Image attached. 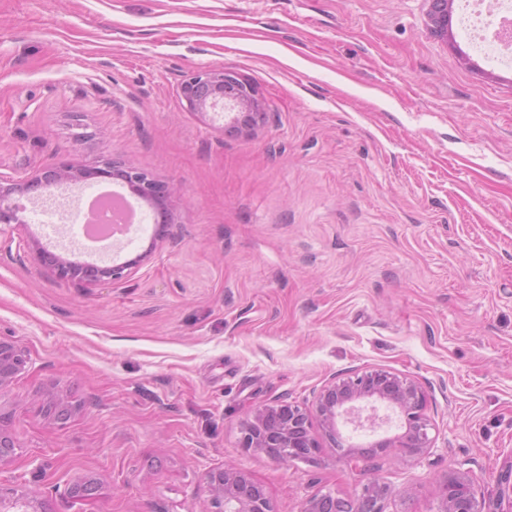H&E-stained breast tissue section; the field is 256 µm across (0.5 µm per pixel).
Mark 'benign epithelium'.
I'll list each match as a JSON object with an SVG mask.
<instances>
[{
    "label": "benign epithelium",
    "instance_id": "7a95c632",
    "mask_svg": "<svg viewBox=\"0 0 512 512\" xmlns=\"http://www.w3.org/2000/svg\"><path fill=\"white\" fill-rule=\"evenodd\" d=\"M428 21L432 30L442 37L448 36V15L451 0H428ZM180 96L190 110L200 115L224 109L229 104L235 113H227L229 123L248 127L256 123L261 107L252 89L234 75L223 70L198 72L184 80ZM131 181L147 197H152L156 180L133 166L125 167ZM113 174L112 163L98 161L79 167L61 165L25 179L7 182L0 179V248L10 247L11 229L24 224L19 216L22 207L15 196L49 185L79 186L91 177ZM157 239L134 259L92 272L76 274L75 264L58 256L49 261L42 245L32 239L27 243L33 258L50 264L56 278L61 281H119L128 276L157 248ZM27 364L23 350L0 339V387ZM383 405L396 413L403 431L394 438H384L364 444H349L344 452L347 463L356 468L372 456L375 450L397 448L404 457H418L431 447L429 420L426 415V395L421 386L389 370L374 368L346 379L335 380L324 386L316 396L314 415L290 404L262 405L255 408L240 428V446L247 451L265 454L278 462H292L296 457L288 454L290 448H300L305 461H312L318 453V444L311 434V418H316L322 430L338 442L340 426L354 428L373 427L377 424V406ZM204 481L209 494L206 512H276L264 489L248 474L226 464L205 472ZM502 491L512 494V455L506 457L498 473ZM443 512H488L473 490L469 476L456 471L441 484ZM304 512H338L336 501L323 494H314L306 500Z\"/></svg>",
    "mask_w": 512,
    "mask_h": 512
}]
</instances>
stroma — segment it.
<instances>
[{"mask_svg": "<svg viewBox=\"0 0 512 512\" xmlns=\"http://www.w3.org/2000/svg\"><path fill=\"white\" fill-rule=\"evenodd\" d=\"M426 0H0V177L134 163L172 191L127 278L56 279L26 201L0 250V338L28 364L0 389L15 447L0 486L45 512H202L231 463L277 512L389 486L382 512H441L467 472L490 512L512 455V64ZM203 69L253 87L263 117L228 134L179 94ZM384 368L420 384L432 446L351 469L320 425L314 462L240 446L263 404L312 410L328 382ZM91 496L69 498L72 483ZM428 21L432 30L441 37L448 35V15L451 0H428Z\"/></svg>", "mask_w": 512, "mask_h": 512, "instance_id": "1", "label": "stroma"}]
</instances>
